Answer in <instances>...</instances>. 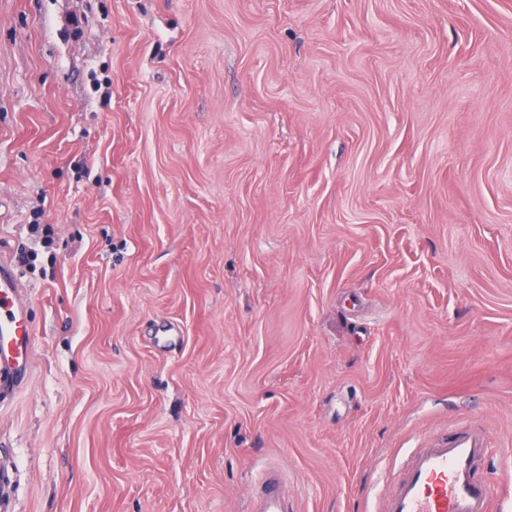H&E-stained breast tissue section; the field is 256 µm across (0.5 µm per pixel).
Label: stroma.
<instances>
[{
    "instance_id": "stroma-1",
    "label": "stroma",
    "mask_w": 512,
    "mask_h": 512,
    "mask_svg": "<svg viewBox=\"0 0 512 512\" xmlns=\"http://www.w3.org/2000/svg\"><path fill=\"white\" fill-rule=\"evenodd\" d=\"M0 250L14 512H365L459 420L512 501V0H0ZM21 273L13 261L0 258V403L11 399L28 381L34 331L30 302L19 288ZM258 489H251L247 498V512H289L290 495L283 467L269 463L258 478Z\"/></svg>"
}]
</instances>
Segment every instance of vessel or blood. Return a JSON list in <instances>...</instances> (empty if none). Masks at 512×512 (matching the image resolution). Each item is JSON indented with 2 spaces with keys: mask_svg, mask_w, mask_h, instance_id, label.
I'll return each mask as SVG.
<instances>
[{
  "mask_svg": "<svg viewBox=\"0 0 512 512\" xmlns=\"http://www.w3.org/2000/svg\"><path fill=\"white\" fill-rule=\"evenodd\" d=\"M21 273L8 257L0 258V403L28 381L34 331L30 302L20 287ZM483 427L458 424L429 435L424 447L405 451L396 477L373 497L371 512H493L495 485L484 473L490 454ZM285 471L267 464L246 512H290Z\"/></svg>",
  "mask_w": 512,
  "mask_h": 512,
  "instance_id": "vessel-or-blood-1",
  "label": "vessel or blood"
}]
</instances>
